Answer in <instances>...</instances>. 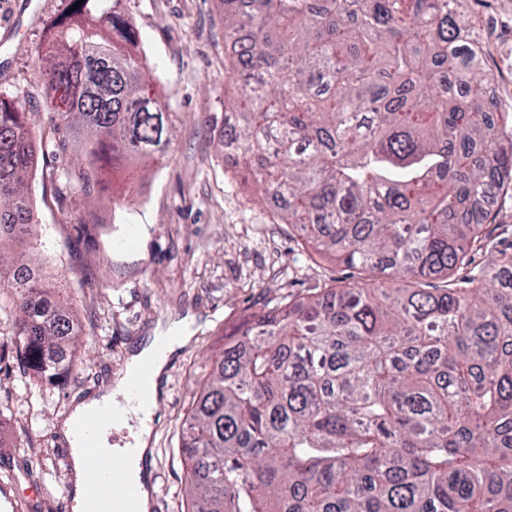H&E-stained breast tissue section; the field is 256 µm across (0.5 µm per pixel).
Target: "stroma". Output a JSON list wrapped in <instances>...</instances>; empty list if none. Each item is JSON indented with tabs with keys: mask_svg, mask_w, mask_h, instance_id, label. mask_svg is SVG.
I'll return each mask as SVG.
<instances>
[{
	"mask_svg": "<svg viewBox=\"0 0 512 512\" xmlns=\"http://www.w3.org/2000/svg\"><path fill=\"white\" fill-rule=\"evenodd\" d=\"M67 0H0V98L25 114L37 148L29 178L33 246L12 244L10 263L36 267L50 299L80 329L74 368L48 382L22 375L11 344L0 347V495L20 512H65L71 459L58 426L75 404L112 380L129 351L155 329L194 316L195 334L161 384L152 441L160 512H186V466L178 452L192 387L224 331L249 313L349 280L274 223L256 189L224 158V11L219 0H124L136 52L177 133L166 154L129 164L145 191L86 198L64 187L55 115L37 67ZM495 94L512 112V0H470Z\"/></svg>",
	"mask_w": 512,
	"mask_h": 512,
	"instance_id": "35a3bbf8",
	"label": "stroma"
}]
</instances>
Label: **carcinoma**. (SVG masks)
<instances>
[{
	"label": "carcinoma",
	"instance_id": "1",
	"mask_svg": "<svg viewBox=\"0 0 512 512\" xmlns=\"http://www.w3.org/2000/svg\"><path fill=\"white\" fill-rule=\"evenodd\" d=\"M61 14L41 60L64 182L165 154L173 114L123 0ZM224 147L305 246L356 271L254 312L193 388L188 512H512V256L473 264L512 201V113L469 0H220ZM24 113L0 99V242L35 224ZM392 282L394 288L381 284ZM17 289L23 369L73 366L72 316Z\"/></svg>",
	"mask_w": 512,
	"mask_h": 512
}]
</instances>
